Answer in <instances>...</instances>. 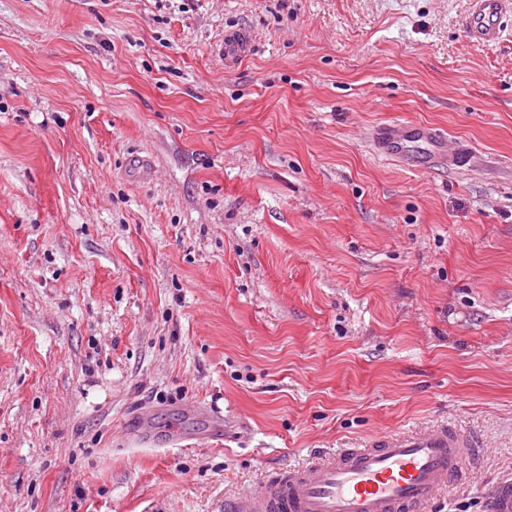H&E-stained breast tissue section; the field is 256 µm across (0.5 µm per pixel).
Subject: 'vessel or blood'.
Returning <instances> with one entry per match:
<instances>
[{"label":"vessel or blood","mask_w":512,"mask_h":512,"mask_svg":"<svg viewBox=\"0 0 512 512\" xmlns=\"http://www.w3.org/2000/svg\"><path fill=\"white\" fill-rule=\"evenodd\" d=\"M465 23L468 37L491 43L501 35L500 18L512 0H473ZM250 51L237 30L224 36V63L233 66ZM378 148L397 157L412 142L426 144L427 159L450 164L462 156L445 136L426 125L392 123L372 134ZM478 441L452 427L425 433H383L362 448H343L290 468L265 482L258 492L228 502L226 512H427L438 492L479 458ZM487 512H512V479L496 483Z\"/></svg>","instance_id":"vessel-or-blood-1"}]
</instances>
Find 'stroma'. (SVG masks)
I'll return each instance as SVG.
<instances>
[{"instance_id":"obj_1","label":"stroma","mask_w":512,"mask_h":512,"mask_svg":"<svg viewBox=\"0 0 512 512\" xmlns=\"http://www.w3.org/2000/svg\"><path fill=\"white\" fill-rule=\"evenodd\" d=\"M472 0H0V512H225L452 424L512 478V16ZM251 37L224 65V33ZM443 131L463 167L373 126ZM474 8L465 23L468 37L476 42L491 43L500 38V18L512 5L509 0H473Z\"/></svg>"}]
</instances>
